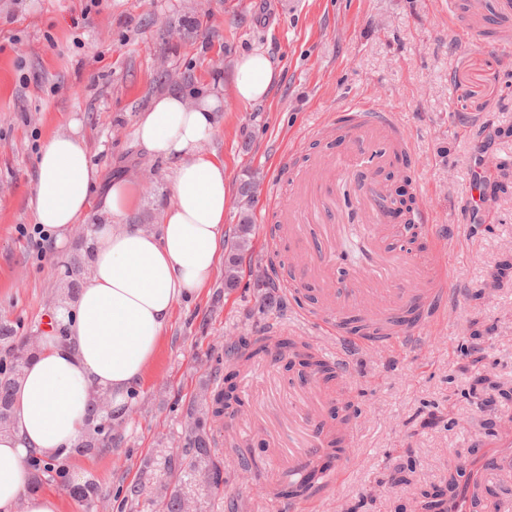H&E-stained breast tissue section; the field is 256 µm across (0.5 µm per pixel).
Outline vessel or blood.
I'll return each mask as SVG.
<instances>
[{
	"label": "vessel or blood",
	"mask_w": 512,
	"mask_h": 512,
	"mask_svg": "<svg viewBox=\"0 0 512 512\" xmlns=\"http://www.w3.org/2000/svg\"><path fill=\"white\" fill-rule=\"evenodd\" d=\"M347 116L350 153L316 154L297 169L296 194L284 202L274 193L268 201L280 219L279 235L269 248L275 251L287 244L295 259L287 292L289 317L305 329L299 342L345 378L355 356L364 351L382 348L394 353L418 346L423 324L441 322L453 300L443 258L447 241L437 237L426 212L413 215L421 235L434 241L433 253L422 257L400 245L399 229L385 223L381 191L370 196L345 193L352 170L382 167L404 145L395 112L359 100L348 106ZM354 213L361 223H351ZM309 277L319 284L313 309L298 302ZM355 315L361 316L365 332L342 329V322ZM329 397L317 381L302 395L289 396L294 416L278 430V454L288 460L279 477L303 480L328 453L330 442L353 441L352 421L323 427L319 406ZM494 444L497 454L487 456L481 476L467 484L466 503L479 505L482 512H512V498L486 494L488 487L512 475V431L496 437Z\"/></svg>",
	"instance_id": "b4317fda"
}]
</instances>
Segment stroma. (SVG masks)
Here are the masks:
<instances>
[{"label": "stroma", "instance_id": "obj_1", "mask_svg": "<svg viewBox=\"0 0 512 512\" xmlns=\"http://www.w3.org/2000/svg\"><path fill=\"white\" fill-rule=\"evenodd\" d=\"M85 4L0 0V325L38 342L44 315L70 299L63 261L86 262V230L101 221L97 194L63 259L51 248L37 254L26 236L36 157L72 120L102 181L131 178L129 223L155 231L173 164L148 155L137 116L168 93L190 106L215 95L216 131L201 153L224 164L225 237L235 235L247 183L254 224L237 287L219 269L196 299L176 304L111 441L77 454L41 489L61 494L62 512H165L172 499L178 512H266L257 490L269 471L266 434L244 420L245 442L225 445L227 417L199 401L229 370L228 339L252 341L287 321L277 281L291 264L266 247L278 227L267 196H287L294 168L315 153L340 150L335 133L304 131L356 99L399 115L413 146L410 191L447 236L455 301L420 347L365 352L349 379L334 380L328 418L353 417L357 433L345 480L317 512H421L449 476L475 473L477 448L512 414V57L497 49L512 29L489 35L477 11L449 21L445 0H104L87 22ZM257 50L281 78L267 99L246 102L234 93L235 66ZM474 177L489 191L470 206ZM260 276L269 287H255ZM483 376L490 387H475ZM196 424L209 455L191 468L185 441ZM77 474L98 495L79 498Z\"/></svg>", "mask_w": 512, "mask_h": 512}]
</instances>
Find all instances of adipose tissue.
<instances>
[{
    "mask_svg": "<svg viewBox=\"0 0 512 512\" xmlns=\"http://www.w3.org/2000/svg\"><path fill=\"white\" fill-rule=\"evenodd\" d=\"M280 72L267 55L242 56L234 89L241 100L266 98ZM219 102L189 107L180 94L156 99L137 120L136 136L154 157L173 162L170 199L158 231L127 223L133 185H101L76 136L51 138L36 159L34 220L66 248L96 190L107 223L89 232L90 276L75 301L51 311L13 393V423L0 431V512H60V497L36 490L31 456L66 462L88 439L99 396L122 412L143 381L180 300L198 296L224 252L230 200L222 163L202 144L216 126ZM122 219L114 228L112 218Z\"/></svg>",
    "mask_w": 512,
    "mask_h": 512,
    "instance_id": "1",
    "label": "adipose tissue"
}]
</instances>
